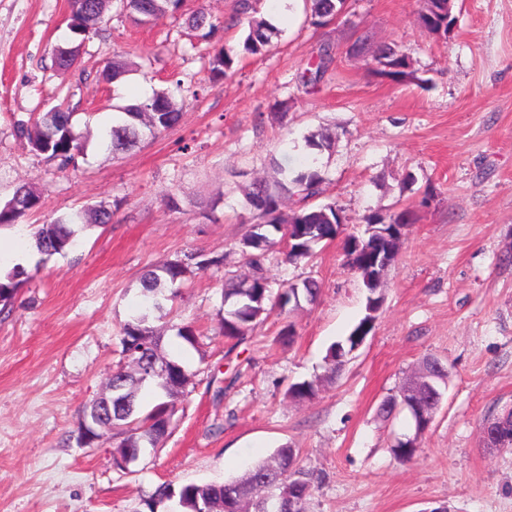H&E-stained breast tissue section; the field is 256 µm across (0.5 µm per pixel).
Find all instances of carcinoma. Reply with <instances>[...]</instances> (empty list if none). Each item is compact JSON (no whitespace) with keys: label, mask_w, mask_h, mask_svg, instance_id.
<instances>
[{"label":"carcinoma","mask_w":512,"mask_h":512,"mask_svg":"<svg viewBox=\"0 0 512 512\" xmlns=\"http://www.w3.org/2000/svg\"><path fill=\"white\" fill-rule=\"evenodd\" d=\"M426 7L418 16L419 23L429 32L447 35L449 25L448 0H424ZM183 0H70L71 13L75 16L87 14L91 17V28L107 22L112 9L130 18L137 25L156 22L168 13L181 10ZM343 0H308L312 23L327 24L342 9ZM247 23L248 33L244 39V51L253 56H264L279 35V28L266 18L257 15L253 0H236L234 11L215 22L201 10L187 15L185 25L191 31L214 30L218 26L230 29ZM372 53L379 75L399 77L406 74L410 63L406 55L389 46L369 50L367 40L354 42L349 53L364 57ZM335 59L333 47L325 45L317 60L302 75L304 84H314L325 73ZM233 59L223 49L208 56L209 80L216 82L232 68ZM135 64L127 59H112L102 70L103 77L114 82L124 79L134 71ZM122 119L105 128L99 145L104 150L119 153L136 146L143 129L156 135L174 127L182 117V106L165 92L135 104L117 107ZM74 114L59 104L39 114L31 123L17 124L18 138L27 141L31 150L58 162L62 169L75 160L82 147L74 132ZM334 138L326 133H312L305 139L306 147L319 152L332 147ZM323 177L317 170L299 171L293 176L272 177L253 183L247 193V204L253 212L250 231L240 241L239 251L251 274L239 280L224 282L223 304L229 305L221 319L222 334L229 339L240 340L254 327L264 322L273 312L265 260L272 250L282 247L287 261L296 262L314 255V247L322 242L336 239L342 234L340 226L345 224L341 210L333 204L311 205L309 200L323 193ZM288 195L300 197V205L291 213H283L282 200ZM40 204V195L26 185L18 186L11 199L0 205V226L12 225ZM412 212L401 210L381 218L369 214L363 218L365 224H378L390 239V247L398 248L397 241L404 231L400 224H409ZM86 225L81 214L60 216L38 224L32 239L38 253L46 256L64 254L79 242ZM373 242L365 238L355 245V237L343 238V251L347 264L358 274L366 289L365 315L343 340L330 345L325 356L329 374L335 375L344 365L339 355H348L362 340L360 333L370 326L371 312L378 311V302L384 299L379 286L381 270L373 266L367 249ZM193 273L189 264L181 261H166L154 266L141 276V286L146 297L143 310L124 324L122 333L123 354L135 367L131 375L119 367L112 373V437L118 439L113 454L114 466L127 470L125 464L136 457L153 439L158 445L169 433L176 412V400L182 396L189 383L186 368L173 359L162 360L158 355L159 337L150 326V310L159 306V295L167 289L171 300L177 296V288ZM27 272L15 267L0 277V307L7 308ZM290 291H299L308 302L319 294L317 281L306 279L301 283H290ZM155 385L165 392L166 401L155 405L150 411H139L141 391ZM317 379L289 386L288 396L298 400H310L319 391ZM299 451L286 444L278 447L267 459L255 462L239 477L224 483L184 484L178 487L167 483L154 489L143 504L148 512H157V507L167 501H176L181 512H305V505L312 493V478L300 465Z\"/></svg>","instance_id":"obj_1"}]
</instances>
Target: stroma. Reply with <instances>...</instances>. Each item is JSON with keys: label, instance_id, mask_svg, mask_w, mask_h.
I'll return each instance as SVG.
<instances>
[{"label": "stroma", "instance_id": "stroma-1", "mask_svg": "<svg viewBox=\"0 0 512 512\" xmlns=\"http://www.w3.org/2000/svg\"><path fill=\"white\" fill-rule=\"evenodd\" d=\"M423 6L348 0L324 27L297 10L270 52L240 53L212 85L201 50L239 49L241 29L198 41L183 15L138 26L113 11L82 35L79 67L62 77L51 57L69 34V0H0V205L20 184L42 198L39 212L0 227V242L31 243V225L89 204L114 211L68 254H33L0 314V512H147L142 500L158 485L230 480L283 444L313 476L307 512H512V451L485 448L482 433L512 410V0H452L445 36L419 25ZM364 37L405 54L406 75L350 57ZM326 43L333 64L303 85ZM116 56L138 70L99 80ZM163 89L183 106L177 126L116 157L100 147L114 105ZM62 97L83 147L65 169L16 135ZM322 129L335 145L311 154L305 138ZM275 160L320 171V200L341 210L348 232L362 233L371 213L414 214L373 332L330 381L327 349L366 303L341 241L308 260L265 262L273 293L319 281L315 303L275 309L239 342L220 333L224 278L246 271V194ZM216 255L221 266L196 272L153 314L162 354L192 378L166 438L120 471L113 438L85 446L77 435L126 362L122 328L142 304L140 276ZM187 322L192 345L177 335ZM289 323L296 337L284 348L276 337ZM427 358L447 366L444 398L418 456L403 462L391 447L412 432L411 417L387 420L378 407ZM318 377L313 399L287 396Z\"/></svg>", "mask_w": 512, "mask_h": 512}]
</instances>
